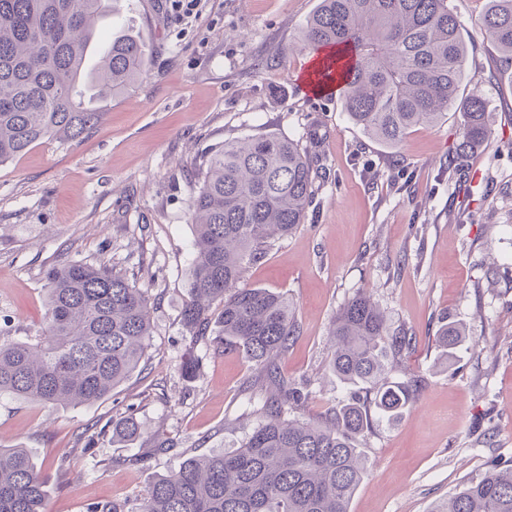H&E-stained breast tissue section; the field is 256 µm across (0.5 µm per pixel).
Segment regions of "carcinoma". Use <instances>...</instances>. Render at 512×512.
Returning <instances> with one entry per match:
<instances>
[{
	"label": "carcinoma",
	"instance_id": "obj_1",
	"mask_svg": "<svg viewBox=\"0 0 512 512\" xmlns=\"http://www.w3.org/2000/svg\"><path fill=\"white\" fill-rule=\"evenodd\" d=\"M110 0H0V163L33 145L68 141L95 128L94 102L120 94L143 76L149 46L121 29L84 67L96 22ZM486 37L512 61V0H490ZM303 47H340L339 90L349 120L370 139L398 147L416 128L448 118L466 77L468 45L448 0H319L301 35ZM461 140L448 166L488 137L480 82L465 95ZM316 171L295 141L268 134L226 141L208 152L189 201L195 224L191 299L182 324L192 337L238 353L272 391L261 423L232 452L189 459L156 480L138 512H350L365 463L355 440L374 417L394 419L412 405L418 380L391 381L412 337L391 329L384 312L359 294L337 313L329 369L349 389L340 408L316 422L285 414L305 387L278 367L297 336L294 304L284 294L240 285L267 243L303 223ZM221 306L211 326L212 305ZM47 337L0 344V393L82 406L106 397L139 366L150 336L148 300L108 265L78 261L47 273ZM446 358L464 346L462 326L446 324ZM112 435L133 441L128 414ZM47 479L25 448L0 445V512H46ZM435 512H512V468L491 465Z\"/></svg>",
	"mask_w": 512,
	"mask_h": 512
}]
</instances>
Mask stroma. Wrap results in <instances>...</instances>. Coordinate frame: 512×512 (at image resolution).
Segmentation results:
<instances>
[{
	"instance_id": "obj_1",
	"label": "stroma",
	"mask_w": 512,
	"mask_h": 512,
	"mask_svg": "<svg viewBox=\"0 0 512 512\" xmlns=\"http://www.w3.org/2000/svg\"><path fill=\"white\" fill-rule=\"evenodd\" d=\"M318 0H113L102 39L133 28L153 50L147 73L100 102L101 123L0 163V341L46 331L48 269L108 262L148 299L139 367L102 400L63 406L0 394V444L28 449L49 477L48 512L117 503L136 512L158 478L190 458L240 448L261 421L254 372L240 355L193 339L194 227L188 210L209 149L245 135L298 141L318 176L304 224L268 246L243 282L284 293L299 326L282 376L309 395L289 419L319 421L348 397L328 368L331 324L370 295L413 348L398 375L417 400L377 418L355 446L366 473L350 512H431L491 464H512V63L480 21L489 0H449L468 45L467 72L489 98L490 135L460 174L448 157L459 113L387 149L346 116L339 97H309L299 36ZM469 340L444 362L442 325ZM199 363L184 379L185 354ZM131 414L140 438L112 435ZM173 448L148 455L157 438Z\"/></svg>"
}]
</instances>
